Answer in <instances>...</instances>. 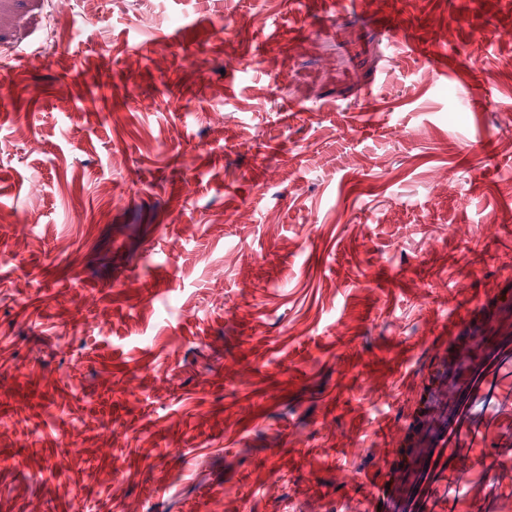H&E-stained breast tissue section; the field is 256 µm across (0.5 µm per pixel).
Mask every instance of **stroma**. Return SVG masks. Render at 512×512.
Segmentation results:
<instances>
[{
  "label": "stroma",
  "instance_id": "stroma-1",
  "mask_svg": "<svg viewBox=\"0 0 512 512\" xmlns=\"http://www.w3.org/2000/svg\"><path fill=\"white\" fill-rule=\"evenodd\" d=\"M57 2L0 0V512H359L512 289V0Z\"/></svg>",
  "mask_w": 512,
  "mask_h": 512
}]
</instances>
